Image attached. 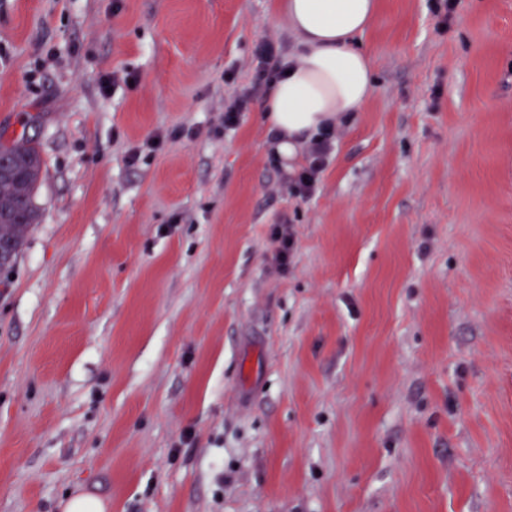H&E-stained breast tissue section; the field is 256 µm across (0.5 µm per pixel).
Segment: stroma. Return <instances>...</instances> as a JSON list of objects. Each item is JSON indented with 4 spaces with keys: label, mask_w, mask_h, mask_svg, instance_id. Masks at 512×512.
<instances>
[{
    "label": "stroma",
    "mask_w": 512,
    "mask_h": 512,
    "mask_svg": "<svg viewBox=\"0 0 512 512\" xmlns=\"http://www.w3.org/2000/svg\"><path fill=\"white\" fill-rule=\"evenodd\" d=\"M280 4L0 0V512H512V0H378L307 198L224 127ZM8 169L0 177V269L9 265L22 248L27 232L37 223L34 191L43 168L37 145L20 140L2 147ZM271 237L275 244L273 258L279 269L287 273L295 253V238L290 225L277 224Z\"/></svg>",
    "instance_id": "obj_1"
}]
</instances>
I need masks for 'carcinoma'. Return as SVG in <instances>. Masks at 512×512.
Here are the masks:
<instances>
[{
  "instance_id": "obj_1",
  "label": "carcinoma",
  "mask_w": 512,
  "mask_h": 512,
  "mask_svg": "<svg viewBox=\"0 0 512 512\" xmlns=\"http://www.w3.org/2000/svg\"><path fill=\"white\" fill-rule=\"evenodd\" d=\"M7 170L0 176V268L22 248L29 228L37 223L34 191L43 168L37 145L20 140L3 148Z\"/></svg>"
}]
</instances>
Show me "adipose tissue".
I'll list each match as a JSON object with an SVG mask.
<instances>
[{
    "mask_svg": "<svg viewBox=\"0 0 512 512\" xmlns=\"http://www.w3.org/2000/svg\"><path fill=\"white\" fill-rule=\"evenodd\" d=\"M295 56L262 103L270 147L294 160L305 142L343 115L360 111L372 90V67L356 44L373 23L376 0H285Z\"/></svg>",
    "mask_w": 512,
    "mask_h": 512,
    "instance_id": "1",
    "label": "adipose tissue"
}]
</instances>
